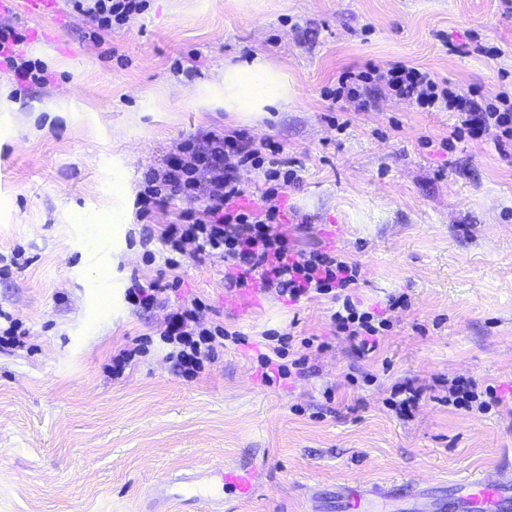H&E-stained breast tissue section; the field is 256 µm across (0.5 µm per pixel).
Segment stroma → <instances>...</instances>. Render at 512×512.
Segmentation results:
<instances>
[{
    "label": "stroma",
    "mask_w": 512,
    "mask_h": 512,
    "mask_svg": "<svg viewBox=\"0 0 512 512\" xmlns=\"http://www.w3.org/2000/svg\"><path fill=\"white\" fill-rule=\"evenodd\" d=\"M0 26L26 36L48 81L16 94L0 63V310L30 331L0 347V512H202L151 494L170 476L250 469L257 489L228 512H338L348 480L421 481L440 493L512 468V412L448 404L457 379L512 397V155L497 129L450 142L455 113L390 94L367 109L332 102L341 71L402 61L457 95L512 99V9L505 0H147L128 25L90 37L69 0H12ZM263 55L296 91L261 122L225 112L213 83L225 62ZM242 131L283 149L300 175L281 198L282 229L302 250H335L364 272L354 300L387 311L370 359L335 332L330 299L291 303L224 287V260H186L178 292L147 261L140 219L146 173L189 138ZM128 192H121V185ZM157 282L158 308L130 305L132 277ZM404 306L390 308L392 297ZM240 332L194 379L167 354L160 324L183 300ZM289 337L298 376L264 386L267 333ZM142 340L120 379L112 360ZM424 399L401 416L405 382Z\"/></svg>",
    "instance_id": "stroma-1"
}]
</instances>
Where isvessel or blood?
Instances as JSON below:
<instances>
[{
  "mask_svg": "<svg viewBox=\"0 0 512 512\" xmlns=\"http://www.w3.org/2000/svg\"><path fill=\"white\" fill-rule=\"evenodd\" d=\"M251 476L224 467H211L190 475L180 476L157 486L162 499L183 501L192 499L206 506V512H222L224 495L250 494ZM456 506L460 512H512V471L503 470L494 477L479 475L452 483ZM407 484L395 483L378 487L368 483L345 482L337 487V496L346 512H387L389 504L405 499Z\"/></svg>",
  "mask_w": 512,
  "mask_h": 512,
  "instance_id": "1",
  "label": "vessel or blood"
}]
</instances>
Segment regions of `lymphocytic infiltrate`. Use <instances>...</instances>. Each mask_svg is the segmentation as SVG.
<instances>
[{"label":"lymphocytic infiltrate","instance_id":"1","mask_svg":"<svg viewBox=\"0 0 512 512\" xmlns=\"http://www.w3.org/2000/svg\"><path fill=\"white\" fill-rule=\"evenodd\" d=\"M100 31L124 26L141 15L143 0H74ZM24 38L12 29L0 30V58L4 59L18 85L33 86L46 81L42 69L23 59L20 46ZM336 100L361 106L370 88H378L404 98L417 109L444 106L457 115L454 137L478 138L484 129H498V150L512 147V104L497 106L476 96L461 97L442 87L431 71L402 62L386 68L375 66L361 71L345 70L337 78ZM182 154L160 167L151 169L136 203L140 214L166 206L180 198L189 206L175 222L155 224L144 234L145 243H158L166 270L172 272V286H179L175 273L186 259L202 260L211 256L224 258V283L231 289L259 284L268 293L296 302L343 293L341 307L331 315L336 332L349 336L360 356H372L379 346V336L389 327L383 315L358 311L348 291L361 276L358 264L340 253L302 252L294 249L287 235L280 231V196L299 180L296 171L285 169L280 159V145L268 141L255 143L246 133L208 134L204 144L185 140ZM259 171L270 187L260 196L257 208L242 209L235 202L245 193L238 179L243 169ZM208 174L207 183H199V171ZM203 303L194 299L171 308L160 330L169 344L168 354L184 376L197 377L206 363L212 362L220 340L240 343L238 333L223 325H204Z\"/></svg>","mask_w":512,"mask_h":512}]
</instances>
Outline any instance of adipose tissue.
<instances>
[{
  "mask_svg": "<svg viewBox=\"0 0 512 512\" xmlns=\"http://www.w3.org/2000/svg\"><path fill=\"white\" fill-rule=\"evenodd\" d=\"M221 85L225 111L247 120L269 115L295 95L287 73L260 56L225 65Z\"/></svg>",
  "mask_w": 512,
  "mask_h": 512,
  "instance_id": "1",
  "label": "adipose tissue"
}]
</instances>
